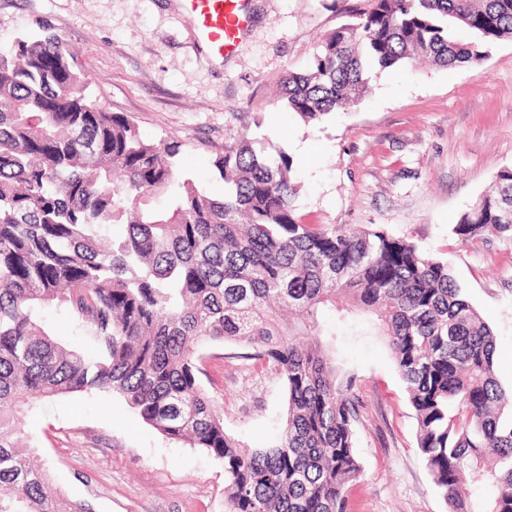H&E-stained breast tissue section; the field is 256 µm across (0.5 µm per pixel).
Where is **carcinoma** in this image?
<instances>
[{
  "label": "carcinoma",
  "mask_w": 512,
  "mask_h": 512,
  "mask_svg": "<svg viewBox=\"0 0 512 512\" xmlns=\"http://www.w3.org/2000/svg\"><path fill=\"white\" fill-rule=\"evenodd\" d=\"M458 26L475 40H456ZM503 37L512 0H372L325 38L310 71L288 72L283 98L320 121L364 96L371 69L478 63ZM179 154L86 94L50 24L0 44V512H85L46 495L18 420L34 399L87 391L122 398L221 462L225 512H350L362 402L333 355L330 312L354 335L364 317L386 338L448 512H512V398L495 377L494 334L448 262L381 229L305 223L293 160L274 145L224 146L221 196L181 173ZM112 224L126 233L109 235ZM454 231L512 238L511 166ZM46 306L73 319L91 351L59 344L40 323ZM227 342L285 390L286 426L260 447L225 431L203 386L207 348ZM471 484L489 495L476 500Z\"/></svg>",
  "instance_id": "1"
}]
</instances>
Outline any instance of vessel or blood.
<instances>
[{"label": "vessel or blood", "instance_id": "b4317fda", "mask_svg": "<svg viewBox=\"0 0 512 512\" xmlns=\"http://www.w3.org/2000/svg\"><path fill=\"white\" fill-rule=\"evenodd\" d=\"M199 41L214 56L238 52L250 17L246 0H186Z\"/></svg>", "mask_w": 512, "mask_h": 512}]
</instances>
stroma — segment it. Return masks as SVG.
<instances>
[{
    "label": "stroma",
    "instance_id": "35a3bbf8",
    "mask_svg": "<svg viewBox=\"0 0 512 512\" xmlns=\"http://www.w3.org/2000/svg\"><path fill=\"white\" fill-rule=\"evenodd\" d=\"M369 0H250L239 51L216 60L180 0H0V42L48 21L64 36L108 111L147 140L179 142L199 189L223 192L213 166L247 137L293 159L305 222L379 227L444 257L496 340L495 375L512 388V239L458 241L454 227L512 166V38L480 64L406 63L371 71L358 102L305 122L279 96L286 71L308 69L323 38ZM205 382L224 401V427L257 447L281 433L283 388L243 372V346H214ZM336 355L358 376L362 473L353 512H446L416 444L417 423L385 337L341 336ZM45 462L48 489L89 512H224V467L170 440L117 397L96 391L35 401L20 417Z\"/></svg>",
    "mask_w": 512,
    "mask_h": 512
}]
</instances>
